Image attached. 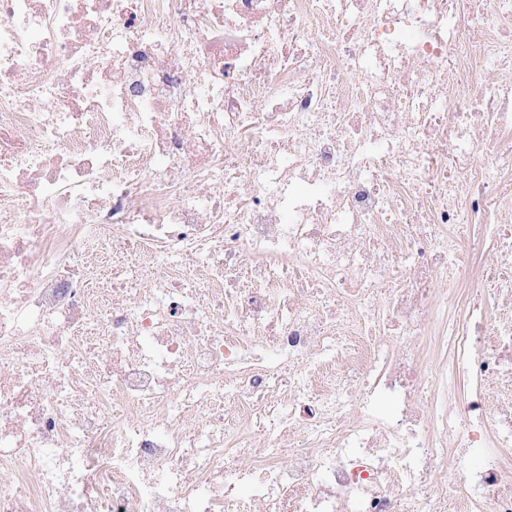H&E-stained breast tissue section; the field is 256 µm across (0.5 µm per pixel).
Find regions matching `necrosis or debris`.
<instances>
[{
	"label": "necrosis or debris",
	"instance_id": "necrosis-or-debris-1",
	"mask_svg": "<svg viewBox=\"0 0 512 512\" xmlns=\"http://www.w3.org/2000/svg\"><path fill=\"white\" fill-rule=\"evenodd\" d=\"M0 512H512V0H0Z\"/></svg>",
	"mask_w": 512,
	"mask_h": 512
}]
</instances>
